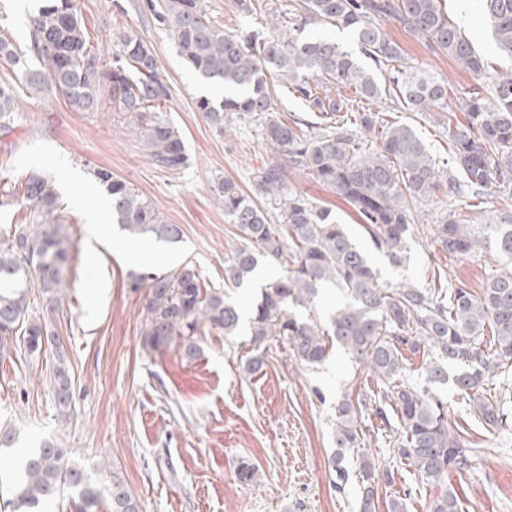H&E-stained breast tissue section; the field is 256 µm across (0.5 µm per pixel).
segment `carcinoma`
Returning a JSON list of instances; mask_svg holds the SVG:
<instances>
[{
	"instance_id": "carcinoma-1",
	"label": "carcinoma",
	"mask_w": 512,
	"mask_h": 512,
	"mask_svg": "<svg viewBox=\"0 0 512 512\" xmlns=\"http://www.w3.org/2000/svg\"><path fill=\"white\" fill-rule=\"evenodd\" d=\"M480 8L496 51L512 59V0H480ZM155 15L172 32L186 65L224 88L218 102L200 99L199 111L220 132L234 116L269 115L265 140L286 164L267 166L247 192L230 180L215 188L224 216L243 240L224 258V287L202 285L189 262L132 275L129 288L142 293V351L161 353L177 345L186 359L195 360L203 351V336L233 337L244 323L251 345L244 363L248 374L263 370L276 344L286 346L297 366L308 370L322 365L333 348L342 349L380 389L375 401L343 393L334 404L330 467L338 489L357 474V512H376L378 485L393 481L391 472L372 459L358 457L352 468L346 457V451L360 447L362 413L374 404L382 420L389 421V409L397 418L390 456L409 464L421 479L441 484L449 471L468 470L474 449L433 387L452 384L486 430L508 426L512 391L503 387L491 400L483 389L488 379L507 380L512 374V215L476 232L469 211H451L432 229L438 247L455 257L474 256L492 244L507 258L510 267L491 273L479 290L463 283L434 290L411 283L390 286L380 281L366 253L331 210L288 185L286 168L305 171L331 189L354 210L389 262L401 266L409 260L417 201L438 193L458 196L465 187L479 194L495 182L512 181V70L491 78L489 95L478 86L459 102L466 122L449 131L452 162L463 177L459 183L453 177L441 179L410 126L381 125L379 116L362 106L386 91L410 112L445 110L448 83L425 71L394 66L385 87L336 39L305 34L318 24L347 29L359 56L380 67L400 54L377 24L379 18H391L480 80L487 76V62L449 17L444 0H299L286 35L226 33L207 19L201 0H165ZM27 26L23 50L0 37V59L24 70L21 85L0 82L1 131L13 127L22 91L54 88L74 110L97 112L105 90L113 107L136 119L154 166L172 174L190 166L179 132L156 115L155 107L169 98V89L151 43L131 29L117 32L112 65H106L90 45L76 0H44L27 15ZM272 73L320 109L318 122L272 116L275 102L267 80ZM322 80L353 90L355 98L323 101ZM93 176L106 192L112 223L135 241H178L179 227L125 181L104 168ZM268 198L278 201L284 223L270 222L258 203ZM22 199L29 215L0 238V357L18 352L36 358L53 335L45 314L62 305L71 235L55 181L29 172ZM264 263L278 271L263 278L244 322L233 290L250 287ZM326 287L335 288L340 300L323 320L315 311ZM488 324L494 337L486 348L481 336ZM408 352L426 358L418 381L407 375ZM56 356L50 388L59 413L66 416L72 409L74 377L63 352L56 350ZM70 454L49 440L18 455L12 497L3 506L9 512H42L67 493L72 512H96L100 490ZM111 496L112 512H140L115 473ZM432 512H462L457 493L443 491Z\"/></svg>"
}]
</instances>
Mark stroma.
Segmentation results:
<instances>
[{"label":"stroma","instance_id":"1","mask_svg":"<svg viewBox=\"0 0 512 512\" xmlns=\"http://www.w3.org/2000/svg\"><path fill=\"white\" fill-rule=\"evenodd\" d=\"M290 0H263L244 11L242 0H202L210 21L225 32L245 35L276 27L287 33ZM163 0H77L89 41L111 60L112 35L135 30L151 43L170 91L160 114L178 128L192 164L177 175L156 168L143 150L129 114L103 102L97 112L74 111L56 92L21 93L18 119L0 133V192L22 194L29 170L38 168L59 185L71 223L72 261L66 277L63 309L49 328L58 339L75 377L74 406L61 416L54 406L47 376L54 353L29 360L0 358V426L14 430L16 448L0 451V471L9 472L17 448L53 439L70 448V459L89 470L106 488L120 476L138 500L141 512H356L359 487L349 481L337 492L328 458L333 405L342 392L361 393L362 370L341 351H333L320 369L297 367L284 346L273 347L263 371L247 375L243 364L250 345L246 335L203 337L202 354L186 361L180 348L145 355L140 348L141 297L129 287L131 272L167 271L193 263L201 279L224 283V255L239 246L233 224L213 189L226 179L250 189L253 178L278 156L262 137L263 118H235L216 131L197 107L201 97L223 92L190 71L179 58L169 30L152 8ZM449 15L472 39L489 73L512 68L500 57L478 0H446ZM381 26L401 48L404 66L445 80L449 100L476 84L448 54L430 50L424 39L385 19ZM385 122L413 128L435 159L442 176L454 175L448 131L464 122L459 108L410 112L393 100L372 103ZM102 167L150 200L183 236L175 243L145 246L147 263L132 261L133 244L106 219L107 201L90 172ZM288 183L311 202L331 208L352 239L380 270L383 282L432 285L465 283L479 289L496 265L488 252L458 259L444 253L423 231L450 211L474 206L480 224L496 223L512 212V184L487 189L480 198L432 196L419 200L417 228L404 267H392L377 249L353 210L335 193L304 172ZM440 394L452 419L466 421V437L475 453L465 472H452L463 512H512V426L494 433L471 420L468 406L452 386ZM363 449L380 468L391 470V484L381 485L377 512H388L391 499L404 498L406 512H431L443 487L415 477L409 465L388 455L391 430L376 415L362 421ZM255 466V483L238 482L240 462Z\"/></svg>","mask_w":512,"mask_h":512}]
</instances>
